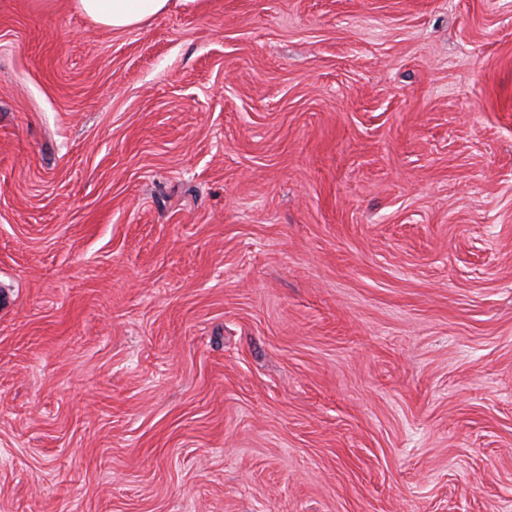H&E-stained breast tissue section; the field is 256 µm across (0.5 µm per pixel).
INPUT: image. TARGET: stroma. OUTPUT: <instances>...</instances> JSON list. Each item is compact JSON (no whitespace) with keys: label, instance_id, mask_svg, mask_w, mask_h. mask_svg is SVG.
Here are the masks:
<instances>
[{"label":"stroma","instance_id":"obj_1","mask_svg":"<svg viewBox=\"0 0 512 512\" xmlns=\"http://www.w3.org/2000/svg\"><path fill=\"white\" fill-rule=\"evenodd\" d=\"M0 512H512V0H0ZM172 0H72L73 7L94 24L126 31L167 12Z\"/></svg>","mask_w":512,"mask_h":512}]
</instances>
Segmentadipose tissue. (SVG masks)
Returning a JSON list of instances; mask_svg holds the SVG:
<instances>
[{"label": "adipose tissue", "mask_w": 512, "mask_h": 512, "mask_svg": "<svg viewBox=\"0 0 512 512\" xmlns=\"http://www.w3.org/2000/svg\"><path fill=\"white\" fill-rule=\"evenodd\" d=\"M72 4L96 25L126 31L167 12L171 0H72Z\"/></svg>", "instance_id": "obj_1"}]
</instances>
